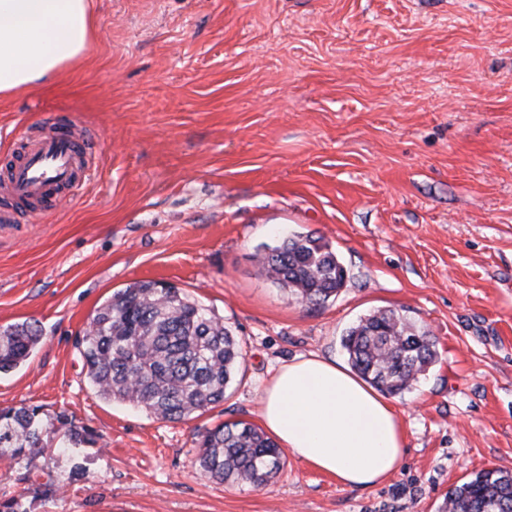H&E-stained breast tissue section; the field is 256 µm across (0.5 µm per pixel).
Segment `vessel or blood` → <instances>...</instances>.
<instances>
[{
  "label": "vessel or blood",
  "mask_w": 512,
  "mask_h": 512,
  "mask_svg": "<svg viewBox=\"0 0 512 512\" xmlns=\"http://www.w3.org/2000/svg\"><path fill=\"white\" fill-rule=\"evenodd\" d=\"M93 148L92 138L63 119L50 124L39 138L22 143L0 178V223L16 221L10 202L27 201L41 212L50 208L60 192L77 187L86 177L81 160Z\"/></svg>",
  "instance_id": "obj_1"
}]
</instances>
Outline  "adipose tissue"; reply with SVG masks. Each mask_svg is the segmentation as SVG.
<instances>
[{
    "mask_svg": "<svg viewBox=\"0 0 512 512\" xmlns=\"http://www.w3.org/2000/svg\"><path fill=\"white\" fill-rule=\"evenodd\" d=\"M96 31L91 0H0V100L81 66ZM262 402L278 445L341 486L376 485L403 458L397 409L334 360L309 355L281 365Z\"/></svg>",
    "mask_w": 512,
    "mask_h": 512,
    "instance_id": "obj_1",
    "label": "adipose tissue"
}]
</instances>
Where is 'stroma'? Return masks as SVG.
<instances>
[{
    "instance_id": "35a3bbf8",
    "label": "stroma",
    "mask_w": 512,
    "mask_h": 512,
    "mask_svg": "<svg viewBox=\"0 0 512 512\" xmlns=\"http://www.w3.org/2000/svg\"><path fill=\"white\" fill-rule=\"evenodd\" d=\"M83 67L0 103V169L58 115L94 140L83 188L0 223V328L43 339L0 410L65 412L95 444L0 458L26 512H438L512 471V0H94ZM323 238L345 286L310 308L259 258ZM165 281L223 319L245 360L222 403L163 421L89 387L78 340L113 292ZM395 309L438 360L393 396L406 454L347 488L293 456L265 487L203 474L199 443L261 425L283 363L344 364Z\"/></svg>"
}]
</instances>
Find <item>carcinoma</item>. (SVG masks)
<instances>
[{"mask_svg":"<svg viewBox=\"0 0 512 512\" xmlns=\"http://www.w3.org/2000/svg\"><path fill=\"white\" fill-rule=\"evenodd\" d=\"M268 278L296 300L316 307L346 284L348 271L320 237L297 233L260 259ZM42 330L30 323L0 331V373L24 363L40 344ZM87 377L97 393L129 402L154 417L181 421L224 401L225 389L244 361L243 342L224 322L179 289L136 282L112 294L90 319L79 340ZM352 368L368 383L399 394L437 360L430 332L394 309L361 319L342 338ZM57 428L40 408L0 411V457L33 459L45 437L60 434L64 447L94 442L92 433L59 413ZM199 466L232 484L268 485L284 461L275 442L252 424L223 422L205 435ZM443 512H512V473L485 469L449 488Z\"/></svg>","mask_w":512,"mask_h":512,"instance_id":"cac0c4a2","label":"carcinoma"}]
</instances>
